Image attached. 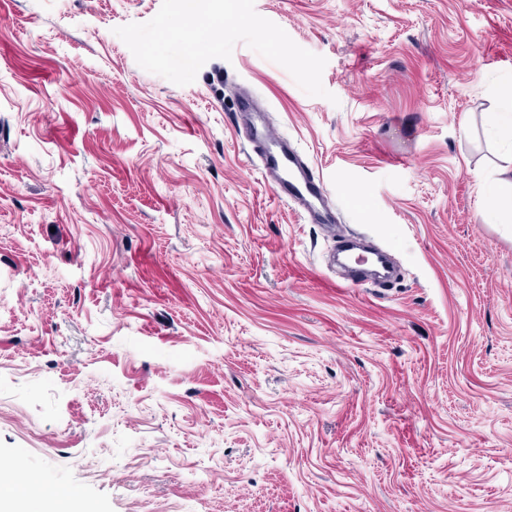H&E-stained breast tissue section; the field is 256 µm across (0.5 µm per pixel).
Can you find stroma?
I'll list each match as a JSON object with an SVG mask.
<instances>
[{
  "label": "stroma",
  "instance_id": "stroma-1",
  "mask_svg": "<svg viewBox=\"0 0 512 512\" xmlns=\"http://www.w3.org/2000/svg\"><path fill=\"white\" fill-rule=\"evenodd\" d=\"M161 5L0 0V466L40 512H512V0H255L328 100L242 42L145 71ZM242 91L395 282L337 286ZM498 97L500 105L489 112L488 123L501 136L512 141V82L500 87ZM487 189L495 202L494 214L512 216V167L500 168L498 178Z\"/></svg>",
  "mask_w": 512,
  "mask_h": 512
}]
</instances>
